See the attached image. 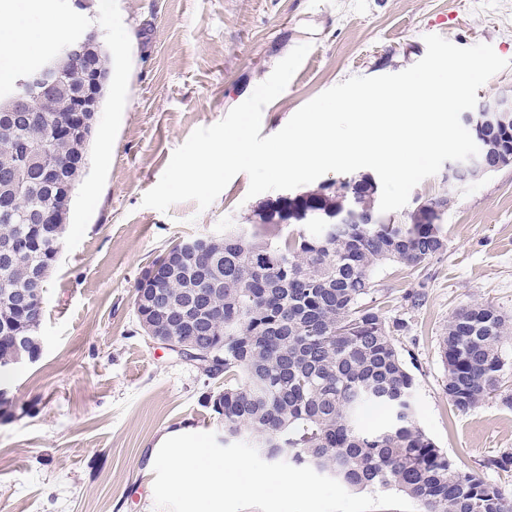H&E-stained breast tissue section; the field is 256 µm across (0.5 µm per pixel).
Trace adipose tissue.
I'll use <instances>...</instances> for the list:
<instances>
[{
	"mask_svg": "<svg viewBox=\"0 0 512 512\" xmlns=\"http://www.w3.org/2000/svg\"><path fill=\"white\" fill-rule=\"evenodd\" d=\"M0 10L6 15L5 20L0 21V46L10 51L8 60L0 62V76L19 68L29 54L34 37L58 38L67 31L65 23L53 18L39 29H32L30 19L38 12L35 0H6Z\"/></svg>",
	"mask_w": 512,
	"mask_h": 512,
	"instance_id": "ef3b65f1",
	"label": "adipose tissue"
}]
</instances>
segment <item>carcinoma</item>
Masks as SVG:
<instances>
[{
  "label": "carcinoma",
  "instance_id": "carcinoma-1",
  "mask_svg": "<svg viewBox=\"0 0 512 512\" xmlns=\"http://www.w3.org/2000/svg\"><path fill=\"white\" fill-rule=\"evenodd\" d=\"M82 64L65 61L57 95L31 100V112H0V360L36 347L15 346L41 323L22 297L48 275L70 219L90 142L73 125ZM326 186L278 197L244 238L233 227L214 235L211 260L190 254L160 269V305L135 308L138 321L195 307L203 317L174 333L194 338L224 368L207 375L218 390L205 403L224 417V441L309 466L344 488L391 487L418 512H512L499 488L461 469L417 425L415 377L393 342L405 322H388L374 293L385 264L417 268L445 252L440 224L411 214L405 224H338L328 237L278 222L284 209L340 208ZM512 322L489 305L457 311L441 337L448 401L467 412L501 388L509 361L503 339ZM392 410L365 429L363 410Z\"/></svg>",
  "mask_w": 512,
  "mask_h": 512
}]
</instances>
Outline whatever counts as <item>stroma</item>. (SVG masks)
Listing matches in <instances>:
<instances>
[{
  "label": "stroma",
  "mask_w": 512,
  "mask_h": 512,
  "mask_svg": "<svg viewBox=\"0 0 512 512\" xmlns=\"http://www.w3.org/2000/svg\"><path fill=\"white\" fill-rule=\"evenodd\" d=\"M69 31L129 36L110 82L76 186L39 328L38 361L16 368L0 418V512H157L151 458L182 428L223 436L203 400L209 380L143 336L134 310L142 269L172 244L228 224L257 223L271 192L248 197L236 175L207 209L142 207L176 148L221 121L296 46L311 49L286 89L262 111L261 133L280 131L304 104L352 76L400 72L426 53L425 35L459 47L490 44L510 67L479 90L512 86V0H48ZM450 196L448 249L424 267L391 262L375 274L394 342L416 387L419 426L455 463L512 499V472L488 459L512 453V370L497 395L462 413L448 402L440 340L459 309L487 304L512 319V164L449 188L424 179L403 209ZM422 295L412 304L411 293Z\"/></svg>",
  "instance_id": "1"
}]
</instances>
